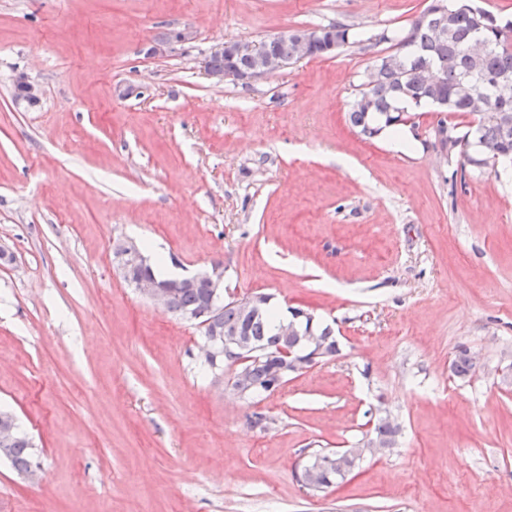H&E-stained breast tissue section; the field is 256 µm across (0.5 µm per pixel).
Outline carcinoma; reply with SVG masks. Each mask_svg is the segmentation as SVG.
<instances>
[{
    "instance_id": "cac0c4a2",
    "label": "carcinoma",
    "mask_w": 512,
    "mask_h": 512,
    "mask_svg": "<svg viewBox=\"0 0 512 512\" xmlns=\"http://www.w3.org/2000/svg\"><path fill=\"white\" fill-rule=\"evenodd\" d=\"M436 0H430L425 9L411 20L407 33L397 40L396 49L385 55L367 73L365 84L359 87L348 111L350 124L366 137H374L381 131L379 123L386 127L403 124L404 103L413 98L424 102L442 100L447 111L463 112L476 116L474 133L484 154L491 153L500 159L512 161V131L505 124H512V94L503 96L492 88L485 93L473 89L466 83L468 78L485 82L503 73L512 74V20L504 23L498 16L486 12L489 17L484 33L491 48L480 57L467 54L464 46L472 38L476 23L468 12H456L448 16V38L441 41L436 34L440 16L436 15ZM255 64L250 57H213L211 65L229 73L248 70ZM211 297V289L202 282L196 288H180L173 300L179 312H202ZM280 315L269 304L263 313L254 318L243 316L241 309L229 303L219 316L216 326L224 336L243 333L260 349V362L237 363L229 354H224V363L236 366L234 375H243L244 380L257 393L271 394L280 384L274 382L270 370L284 359L283 352L302 350V339L293 333L280 334ZM327 358L339 352L336 337L330 327H315ZM475 367V359L468 347L460 345L452 364L457 376L469 375ZM398 433V425L389 416L378 419L372 436L390 443ZM32 445L20 431H15L12 441L5 445V458L9 459L18 474L33 473ZM318 462L313 464L314 483L323 491L337 480L344 478L336 466L327 461V453L316 454Z\"/></svg>"
}]
</instances>
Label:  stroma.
I'll use <instances>...</instances> for the list:
<instances>
[{
  "mask_svg": "<svg viewBox=\"0 0 512 512\" xmlns=\"http://www.w3.org/2000/svg\"><path fill=\"white\" fill-rule=\"evenodd\" d=\"M428 2L0 0V410L40 464L0 458V512H512V178L475 143L442 155L438 120L474 116L421 109L406 153L347 119ZM337 21L358 41L335 55L247 84L201 69L220 41ZM125 239L178 275L223 261L225 300L309 310L339 354L237 397L199 327L121 278ZM384 412L394 448L300 486ZM329 452H321L316 454L315 461L313 467L314 471V483L318 492L324 491L325 489L331 487L336 483L338 479H343L344 475L341 473L344 471H349V467L342 465L341 471L336 468V466L331 465L327 461V454ZM318 459H320V463H318Z\"/></svg>",
  "mask_w": 512,
  "mask_h": 512,
  "instance_id": "1",
  "label": "stroma"
}]
</instances>
